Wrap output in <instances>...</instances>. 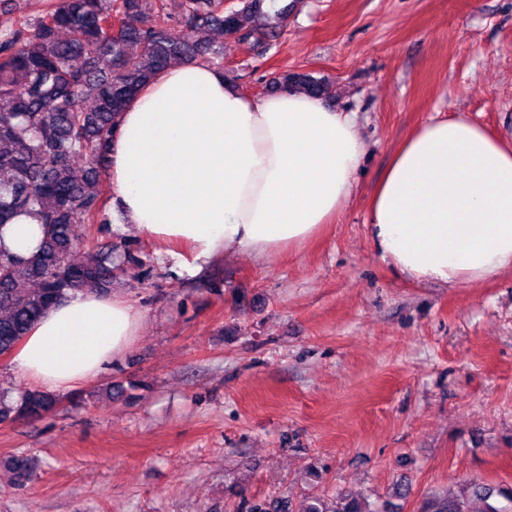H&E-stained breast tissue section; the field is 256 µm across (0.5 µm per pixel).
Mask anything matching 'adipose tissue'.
<instances>
[{
    "label": "adipose tissue",
    "instance_id": "1",
    "mask_svg": "<svg viewBox=\"0 0 512 512\" xmlns=\"http://www.w3.org/2000/svg\"><path fill=\"white\" fill-rule=\"evenodd\" d=\"M356 115L303 92L250 97L204 62L161 72L117 117L104 176L121 223L195 259L230 248L271 256L315 239L356 190ZM376 252L407 278L454 284L512 269V142L467 118L432 120L397 148L368 208ZM37 216L0 226L26 258ZM143 313L83 292L56 304L13 361L37 388L76 389L119 360Z\"/></svg>",
    "mask_w": 512,
    "mask_h": 512
}]
</instances>
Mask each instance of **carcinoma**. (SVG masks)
<instances>
[{
    "label": "carcinoma",
    "mask_w": 512,
    "mask_h": 512,
    "mask_svg": "<svg viewBox=\"0 0 512 512\" xmlns=\"http://www.w3.org/2000/svg\"><path fill=\"white\" fill-rule=\"evenodd\" d=\"M265 0H44L0 34V226L18 213L44 226L39 250L20 259L0 249V357L11 354L58 302L79 292H112L110 242L89 246L83 224H104L105 203L92 188L106 162L116 115L162 70L197 60L222 65L207 39L221 29L268 46L283 30L288 7ZM198 34L189 40L179 31ZM279 90L330 97L329 83L284 72ZM87 164L85 175L75 163ZM55 396L24 391L16 403L0 394V421L41 417ZM508 502L498 505L496 498ZM299 512H375L368 499L338 493L310 497ZM419 512H512V488L466 482L426 496Z\"/></svg>",
    "instance_id": "carcinoma-1"
}]
</instances>
